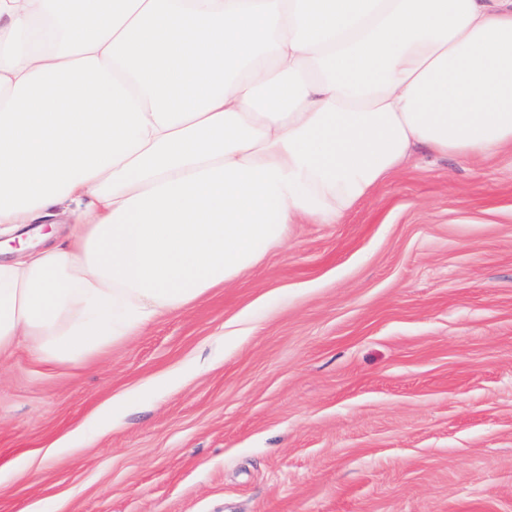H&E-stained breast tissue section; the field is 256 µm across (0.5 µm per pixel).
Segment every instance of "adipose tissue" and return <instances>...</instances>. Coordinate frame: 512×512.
Returning a JSON list of instances; mask_svg holds the SVG:
<instances>
[{"instance_id":"ef3b65f1","label":"adipose tissue","mask_w":512,"mask_h":512,"mask_svg":"<svg viewBox=\"0 0 512 512\" xmlns=\"http://www.w3.org/2000/svg\"><path fill=\"white\" fill-rule=\"evenodd\" d=\"M419 148L512 151V0H0V358L90 362ZM79 204L77 202H72L66 206H63L61 208L55 209L53 212L55 215L46 220L42 221L39 220L36 223L38 224H46V226H50V224H53L56 230V238L57 239H64L67 238L70 234V229L72 226V217L71 213L72 211L76 210L78 208ZM38 224H32L28 229L31 230L38 226Z\"/></svg>"}]
</instances>
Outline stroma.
<instances>
[{
	"label": "stroma",
	"instance_id": "stroma-1",
	"mask_svg": "<svg viewBox=\"0 0 512 512\" xmlns=\"http://www.w3.org/2000/svg\"><path fill=\"white\" fill-rule=\"evenodd\" d=\"M131 401L120 412L109 404ZM512 512V153L418 150L82 366L0 361V512Z\"/></svg>",
	"mask_w": 512,
	"mask_h": 512
}]
</instances>
